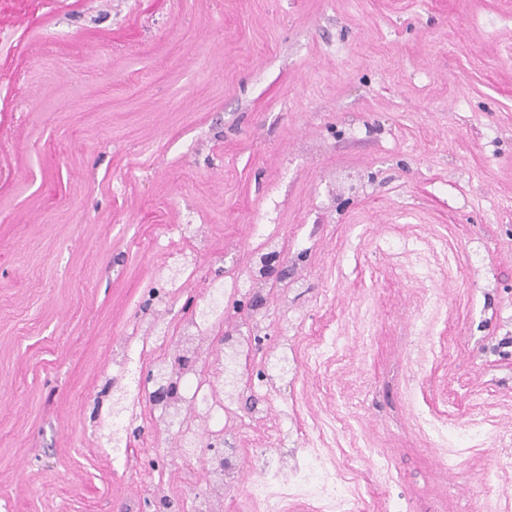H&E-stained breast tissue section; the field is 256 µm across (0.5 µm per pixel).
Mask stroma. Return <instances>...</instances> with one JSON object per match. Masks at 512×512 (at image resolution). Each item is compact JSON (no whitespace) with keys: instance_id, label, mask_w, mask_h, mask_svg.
Returning a JSON list of instances; mask_svg holds the SVG:
<instances>
[{"instance_id":"1","label":"stroma","mask_w":512,"mask_h":512,"mask_svg":"<svg viewBox=\"0 0 512 512\" xmlns=\"http://www.w3.org/2000/svg\"><path fill=\"white\" fill-rule=\"evenodd\" d=\"M186 223L208 248L173 320L263 224L303 283L269 343L341 331L286 390L289 446L388 455L370 512H468L493 471L512 492V0H0V512L201 491L151 426L116 461L92 418ZM425 415L480 448L442 467ZM360 448L358 455L361 459L369 462L380 479L389 481L395 477V471L389 459L378 448Z\"/></svg>"}]
</instances>
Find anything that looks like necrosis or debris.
<instances>
[{
    "label": "necrosis or debris",
    "instance_id": "1",
    "mask_svg": "<svg viewBox=\"0 0 512 512\" xmlns=\"http://www.w3.org/2000/svg\"><path fill=\"white\" fill-rule=\"evenodd\" d=\"M252 231L262 240L258 259L249 269L234 274L228 288L210 289L203 299L204 308H222L229 291L255 301L267 299L265 264L270 257L282 255V243L279 237L265 234L263 225H253ZM268 328L264 313L259 311L247 322L245 332L226 336L221 355L235 379L221 391L202 372L214 358L201 347V338L208 330L194 316L183 319L173 337L159 317L142 314L134 336L114 347L110 370L135 403L142 395L137 381L140 348H155L150 368L164 383L169 380L176 356L191 358L189 369L179 378L180 398L154 407L151 425L172 437L186 461L201 465L205 489L195 498L192 512H222V504L234 491L243 493L262 512H282L285 501L296 493L319 500L316 512H366L367 500L346 471L337 469L320 454L285 447L288 428L284 422L272 419V403L289 378L300 376L304 362L298 361L284 343L258 351L256 340ZM255 357L263 370L258 383L248 372V364ZM246 397L258 398L259 403L242 426L238 423V408ZM202 418L210 432L224 434L223 456L205 453V440L197 430ZM258 429L266 445L249 447L248 435Z\"/></svg>",
    "mask_w": 512,
    "mask_h": 512
}]
</instances>
